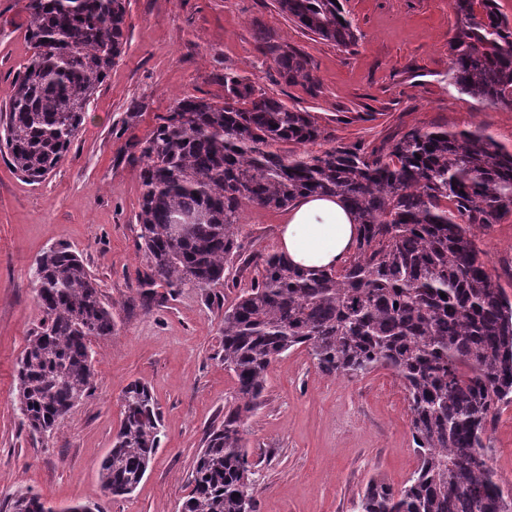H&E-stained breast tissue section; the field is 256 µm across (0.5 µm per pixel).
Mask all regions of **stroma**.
I'll use <instances>...</instances> for the list:
<instances>
[{
  "instance_id": "35a3bbf8",
  "label": "stroma",
  "mask_w": 512,
  "mask_h": 512,
  "mask_svg": "<svg viewBox=\"0 0 512 512\" xmlns=\"http://www.w3.org/2000/svg\"><path fill=\"white\" fill-rule=\"evenodd\" d=\"M358 39L340 46L289 18L277 0H127V40L84 114L69 152L39 183L0 157V506L20 491L47 504L102 512H179L205 430L224 417L235 380L225 371L224 310L234 287H144L139 248L142 187L132 142L185 97L224 99V78L250 82L314 114L328 139L373 148L413 128L482 130L512 151V109L448 83L451 0H342ZM29 0H0V102L33 49ZM295 54L306 77L279 74L265 42ZM283 209L244 206V251H276ZM477 244L512 296V215ZM79 254L112 308L115 331L94 339L91 393L50 431L31 432L18 410L17 363L41 317L34 269L50 248ZM147 385L161 414L160 445L135 491L105 495L98 475L121 419L119 396ZM257 471L256 512H358L367 483L401 488L417 467L411 413L392 371L328 377L306 348L272 365L263 402L244 434ZM512 487V404L501 406L488 451Z\"/></svg>"
}]
</instances>
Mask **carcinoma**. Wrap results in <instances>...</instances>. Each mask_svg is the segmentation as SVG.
<instances>
[{
  "instance_id": "cac0c4a2",
  "label": "carcinoma",
  "mask_w": 512,
  "mask_h": 512,
  "mask_svg": "<svg viewBox=\"0 0 512 512\" xmlns=\"http://www.w3.org/2000/svg\"><path fill=\"white\" fill-rule=\"evenodd\" d=\"M302 26L341 46L356 42L333 0H278ZM450 84L512 108V22L496 0H451ZM126 0H37L33 54L0 109V153L39 181L69 151L91 100L119 55ZM280 72L309 77L270 46ZM310 112L255 96L224 76V102L189 97L136 141L143 162L137 221L153 277L208 288L236 264L249 285L224 310V369L234 402L211 426L182 512H256L244 425L278 357L306 346L320 371L358 377L378 367L407 393L418 466L395 490L371 480L358 512H502L487 455L496 414L512 403V299L487 269L474 230L512 214V152L479 129L413 128L379 148L334 146L319 155L285 144L324 136ZM305 194L335 195L361 233L340 267L310 272L279 253L246 254V203L283 208ZM184 217L191 224H181ZM41 318L18 364V410L33 432L52 429L93 384L91 338L114 323L77 254L52 249L36 266ZM446 298H441V295ZM122 420L99 465L104 491L132 493L159 447L148 387L122 391ZM9 512H55L29 491Z\"/></svg>"
}]
</instances>
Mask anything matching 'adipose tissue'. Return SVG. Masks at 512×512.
Segmentation results:
<instances>
[{
    "label": "adipose tissue",
    "mask_w": 512,
    "mask_h": 512,
    "mask_svg": "<svg viewBox=\"0 0 512 512\" xmlns=\"http://www.w3.org/2000/svg\"><path fill=\"white\" fill-rule=\"evenodd\" d=\"M358 229L340 198L306 195L289 207L279 227L278 250L305 270L336 268L352 252Z\"/></svg>",
    "instance_id": "ef3b65f1"
}]
</instances>
